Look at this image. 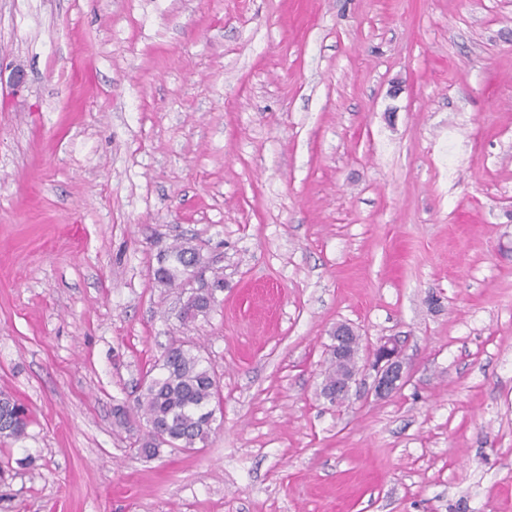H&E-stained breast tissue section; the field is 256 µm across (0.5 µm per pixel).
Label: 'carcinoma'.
<instances>
[{
  "mask_svg": "<svg viewBox=\"0 0 512 512\" xmlns=\"http://www.w3.org/2000/svg\"><path fill=\"white\" fill-rule=\"evenodd\" d=\"M200 253L187 242H179L158 260L157 281L168 288H180L187 265ZM211 293L197 295L192 308L178 315L181 323L195 321L210 310ZM164 374L145 383L133 407L117 410L127 421L131 414L143 418L147 431L139 438L141 448L150 449L148 456L159 453L160 447L194 448L207 442L215 420L221 394L215 372L202 363L190 347L182 344L170 348L163 359ZM31 423L29 410L11 395L0 393V442L18 441L27 434Z\"/></svg>",
  "mask_w": 512,
  "mask_h": 512,
  "instance_id": "obj_1",
  "label": "carcinoma"
}]
</instances>
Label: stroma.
<instances>
[{
    "label": "stroma",
    "mask_w": 512,
    "mask_h": 512,
    "mask_svg": "<svg viewBox=\"0 0 512 512\" xmlns=\"http://www.w3.org/2000/svg\"><path fill=\"white\" fill-rule=\"evenodd\" d=\"M342 322L404 388L321 397ZM173 344L221 409L148 458ZM0 391V512H512V0H0ZM200 256V253L194 248L189 242H179L171 247V250L167 254L161 256L158 260L159 267L155 270V278L157 281L166 286L167 288H180L183 285V281L188 268V274L186 275V285L191 287L190 295L187 300H191L195 295L205 290L206 288H213V283L202 284L198 288L193 287L196 282L199 269L202 263L197 262L187 265ZM211 293L206 290L197 295V298L192 305L191 309H184V311L178 315V319L182 324L194 322L200 315L204 316L210 310L211 305L209 304ZM368 368L374 371L371 392L387 397L400 391L408 382V372L401 345L394 338L368 343ZM31 423L29 410L11 395L0 393V442L18 441L27 434Z\"/></svg>",
    "instance_id": "stroma-1"
}]
</instances>
